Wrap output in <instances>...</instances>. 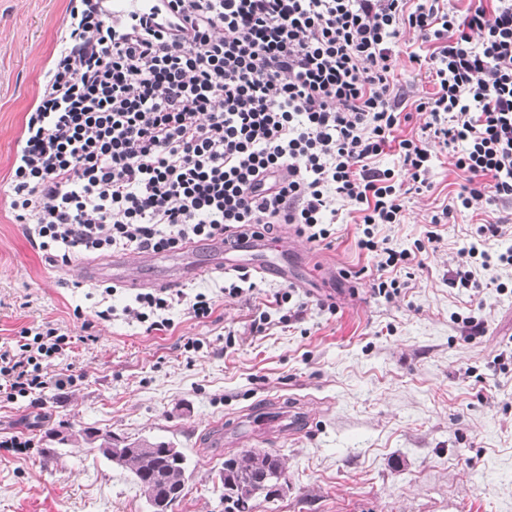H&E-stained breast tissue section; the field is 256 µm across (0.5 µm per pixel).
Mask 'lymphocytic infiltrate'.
Wrapping results in <instances>:
<instances>
[{"label": "lymphocytic infiltrate", "instance_id": "obj_1", "mask_svg": "<svg viewBox=\"0 0 512 512\" xmlns=\"http://www.w3.org/2000/svg\"><path fill=\"white\" fill-rule=\"evenodd\" d=\"M64 27L4 192L48 264L268 237L279 224L328 246L342 204L376 261L375 294H397L443 220L483 206L497 218L459 249L448 285L477 287L476 264L512 267V250H488L512 225V0H130L121 13L70 0ZM407 30L434 45L410 56L434 87L410 113L393 69ZM417 114L418 133L399 136ZM434 144L464 182L425 242L390 247L378 228L432 190ZM392 145L399 169L378 168ZM181 304L202 322L215 302L161 288L124 313L160 332ZM73 345L57 325L22 328L0 345V398L74 385L51 371Z\"/></svg>", "mask_w": 512, "mask_h": 512}]
</instances>
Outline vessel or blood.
<instances>
[{
	"label": "vessel or blood",
	"mask_w": 512,
	"mask_h": 512,
	"mask_svg": "<svg viewBox=\"0 0 512 512\" xmlns=\"http://www.w3.org/2000/svg\"><path fill=\"white\" fill-rule=\"evenodd\" d=\"M211 250L212 270L227 273L252 271L288 281L293 279L295 271L288 256L292 253L303 254L304 247L298 239L286 235L276 240L244 237L232 247L218 239L213 242ZM143 265L158 268L159 280L163 283H179L197 278L203 273L202 267L193 258L192 248L188 247L169 257L150 252L122 253L113 256L108 265L82 267L81 275L88 281L103 277L127 288H139L143 282L137 275V269Z\"/></svg>",
	"instance_id": "b4317fda"
}]
</instances>
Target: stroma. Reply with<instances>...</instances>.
<instances>
[{
    "label": "stroma",
    "instance_id": "35a3bbf8",
    "mask_svg": "<svg viewBox=\"0 0 512 512\" xmlns=\"http://www.w3.org/2000/svg\"><path fill=\"white\" fill-rule=\"evenodd\" d=\"M69 0H0V183L14 162L25 116L63 46ZM416 33L400 37L395 72L411 99L432 92L410 53L432 50ZM433 188L410 199L401 223L381 226L390 246L414 249L430 212L455 197L460 177L445 152L434 160ZM487 209L440 225L436 250L392 300L374 295L354 218L340 208L333 248L308 244L295 276L294 301L306 311L283 322L274 295L282 280L251 274L254 291L225 296L231 275L214 272L182 282L188 295L216 302L197 322L183 306L169 330L146 334L123 315L134 293L107 299L112 320L98 323L97 341L68 358L76 381L44 392L38 403L0 400V437L32 439L28 453L0 455V512H146L132 475L96 451L66 445L55 456L49 430L92 427L127 441H166L189 458L185 496L175 512H224L219 472L225 458L264 449L286 462L282 499L255 512H512V362L496 356L512 343V267L479 269L486 322L483 336L463 341L451 321L465 312L468 291L448 285L449 258L466 246L472 225L493 220ZM53 267L0 202V344L46 321L80 333L74 309L91 312L98 290L79 280L82 264ZM350 278H342V271ZM266 315V331L251 324ZM201 347L188 353L184 338ZM309 415L305 433L266 437L253 412L282 414L291 405Z\"/></svg>",
    "mask_w": 512,
    "mask_h": 512
}]
</instances>
